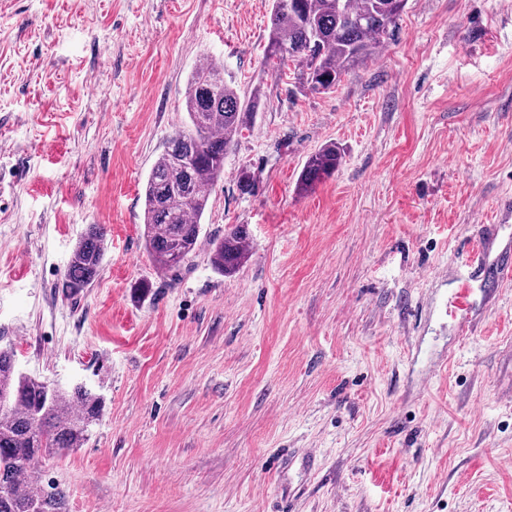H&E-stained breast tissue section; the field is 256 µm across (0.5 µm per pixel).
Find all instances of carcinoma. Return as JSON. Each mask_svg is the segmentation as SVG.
Masks as SVG:
<instances>
[{"instance_id":"obj_1","label":"carcinoma","mask_w":512,"mask_h":512,"mask_svg":"<svg viewBox=\"0 0 512 512\" xmlns=\"http://www.w3.org/2000/svg\"><path fill=\"white\" fill-rule=\"evenodd\" d=\"M407 0H273L266 60L293 67L295 88L329 92L350 70L393 39ZM262 94L242 96L207 59L187 81L188 124L170 138L143 187V236L156 268L173 270L193 255L209 188L224 177V157L248 128ZM340 153L322 147L307 160L300 184L310 188L336 171ZM106 230L92 224L72 251L58 287L76 297L103 270ZM249 255V233L236 225L213 243L210 262L223 274ZM103 399L85 384H48L20 372L14 352L0 348V512H63L65 492L32 488L34 460L81 448L102 416Z\"/></svg>"}]
</instances>
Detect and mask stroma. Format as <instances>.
Wrapping results in <instances>:
<instances>
[{"label":"stroma","mask_w":512,"mask_h":512,"mask_svg":"<svg viewBox=\"0 0 512 512\" xmlns=\"http://www.w3.org/2000/svg\"><path fill=\"white\" fill-rule=\"evenodd\" d=\"M271 3L0 0V347L104 399L34 476L67 512H512V284L463 341L451 303L472 247L512 238V0H408L397 40L307 94L264 63ZM206 56L263 98L162 271L142 187ZM91 224L103 272L71 299ZM340 153L336 145L322 147L307 160L301 174L300 184L305 189L319 183L336 171L340 163ZM106 230L91 224L72 251L67 269L59 283L66 297H76L97 281L103 270ZM249 255V233L245 225H236L224 232V237L213 243L210 262L223 274L234 273Z\"/></svg>","instance_id":"1"}]
</instances>
